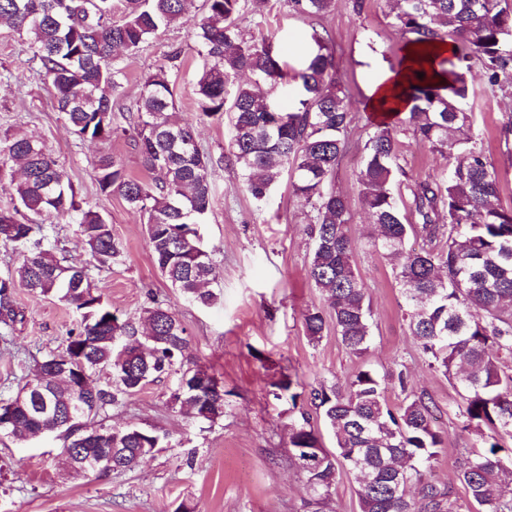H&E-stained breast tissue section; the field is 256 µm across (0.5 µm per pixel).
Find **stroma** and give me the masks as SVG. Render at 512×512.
Instances as JSON below:
<instances>
[{
	"label": "stroma",
	"mask_w": 512,
	"mask_h": 512,
	"mask_svg": "<svg viewBox=\"0 0 512 512\" xmlns=\"http://www.w3.org/2000/svg\"><path fill=\"white\" fill-rule=\"evenodd\" d=\"M391 8V0H366L358 13L353 0H335L330 13L306 19L291 13L287 0H245L237 19L246 42L277 33L292 69L312 29L327 31L331 38L336 73L354 117L333 187L350 201L356 268L372 310L370 347L360 358L342 346L333 328L315 343L305 336L303 311L328 308L307 278L311 244L304 227L310 210L289 192L284 179L266 204L257 205L239 169L225 162L229 120L203 117L197 109L194 84L203 61L187 26L160 30L139 52L122 54L118 94L122 107H133L145 75L166 64L172 49H181L182 64L170 72L179 115L193 123L212 160L214 201L199 227L216 265L208 288L219 300L210 307L191 304L169 287L153 264L141 215L119 196L98 189L93 163L102 152L119 156L131 174L143 175L132 137L108 143L78 140L53 110L50 86L31 59L26 37L0 26V136L25 133L41 139L88 206L110 222L122 256L112 268H91L90 275L113 312L136 320L150 298L165 303L187 329V358L214 373L230 393L223 419L212 425L190 421L179 408L167 406L177 382L173 375L112 409L111 424L153 428L172 442L171 448L121 473L66 468L63 441L53 436L0 440V512H176L182 504L193 512H309L303 479L288 463V425L294 414L287 400L269 395V383L287 372L311 389L346 380L363 365L382 376L406 371L408 389L389 385L390 405H398L407 392L432 398L445 450L426 476L450 486L459 503H466L457 466L479 444L461 432V397L443 375L429 369L402 317L393 266L369 247L359 201L361 146L373 121L365 108L367 88L399 49L390 27ZM466 77L469 94L463 106L474 116L478 147L499 174V202L510 207L512 136H504L501 126L512 113V94L488 91L479 67ZM15 302L24 318L0 334L2 398L17 393L37 361L63 350L76 320L74 309L57 297L33 294L22 285L15 290Z\"/></svg>",
	"instance_id": "obj_1"
}]
</instances>
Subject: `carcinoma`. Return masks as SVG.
Returning <instances> with one entry per match:
<instances>
[{
    "label": "carcinoma",
    "mask_w": 512,
    "mask_h": 512,
    "mask_svg": "<svg viewBox=\"0 0 512 512\" xmlns=\"http://www.w3.org/2000/svg\"><path fill=\"white\" fill-rule=\"evenodd\" d=\"M504 0H396L390 27L404 45L423 52L448 42L439 61L446 84L428 75L413 78L410 107L377 122L362 146L359 197L371 227L372 248L395 265L403 317L430 369L460 389L462 430L483 451L460 460L458 478L474 512H512V207L496 203L499 175L476 145L466 70L478 64L487 89H512V10ZM334 0H288L301 18L328 13ZM187 0H0V26L27 35L32 59L52 89L54 108L81 140L110 141L131 129L144 169L161 179L150 182L128 174L122 159L103 153L94 162L101 192L120 196L145 218L154 265L189 302L210 306L217 295L202 285L214 273L211 251L197 224L213 205L211 160L199 147L193 124L176 111L170 68L175 50L143 79L128 127L114 123V95L120 87L115 53L139 51L158 32L189 22ZM205 16L192 26L203 60L196 82L201 115H224L227 87L246 72L251 81L236 87L228 151L248 194L265 201L283 175L292 195L310 207L304 232L313 242L307 277L329 301L336 335L350 353L361 356L371 339L372 312L355 269V245L347 232L353 221L346 196L328 189L348 146L350 100L336 80L334 49L317 30L300 69L284 70L281 44L266 35L251 44L239 35L243 0H204ZM296 81L293 104L282 109L267 89ZM453 156L449 171L408 185L410 211L402 212L392 188L407 177L400 160L404 139ZM0 165L21 171L11 202L0 208V244L19 255L15 274L0 278V323L23 319L14 300L15 283L53 295L75 308L79 320L65 348L47 355L31 381L39 389L25 406L0 398L6 434L23 442L60 433L70 465L112 455V471L132 469L162 448L165 434L105 423L146 385L172 371L180 374L169 402L187 408L197 421L215 423L228 405L218 378L185 355L187 331L177 314L152 301L140 321L122 320L102 300L89 269L57 256L47 224L69 218L78 226L99 268L120 260L122 248L112 225L84 205L67 172L39 141L13 134L0 138ZM34 218L19 219L21 213ZM423 240L408 247L410 235ZM310 342L324 335L318 309L303 313ZM112 369V384L84 388L98 369ZM397 383L405 398L392 407L388 381L359 368L348 380L304 393L281 374L271 382L275 399L288 398L297 417L288 429L289 464L304 479L305 504L314 512L331 510L332 489L344 469L358 484L361 512H457L453 490L428 481L424 473L444 451V438L432 426L434 402L406 393L407 375ZM307 399L333 432L336 451L318 445ZM417 493L408 494L410 484Z\"/></svg>",
    "instance_id": "cac0c4a2"
}]
</instances>
